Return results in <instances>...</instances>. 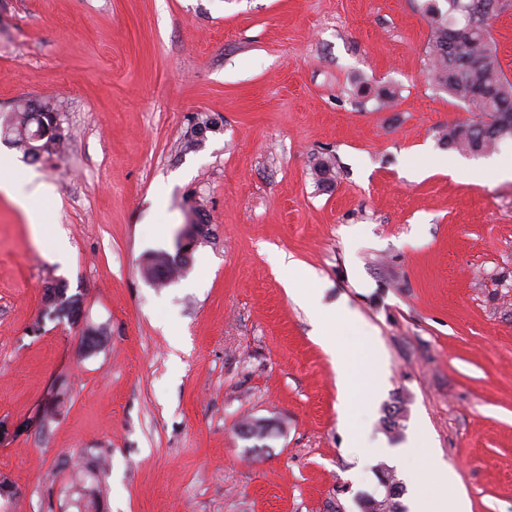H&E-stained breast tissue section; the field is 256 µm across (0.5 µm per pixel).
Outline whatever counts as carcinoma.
I'll return each mask as SVG.
<instances>
[{
  "label": "carcinoma",
  "mask_w": 512,
  "mask_h": 512,
  "mask_svg": "<svg viewBox=\"0 0 512 512\" xmlns=\"http://www.w3.org/2000/svg\"><path fill=\"white\" fill-rule=\"evenodd\" d=\"M493 0H448L442 11L437 0H426L424 13L429 18L431 33L427 46L428 75L434 88L455 99L475 105L476 118L455 123L442 131L441 139L448 147L462 152L484 153L498 142L512 137V81L506 76L491 37L488 7ZM5 136L32 163L44 162L61 155L68 146L69 134L63 126L60 105L35 101L7 116ZM221 130L219 121L207 113L192 117L188 146L195 147L206 133ZM335 163L330 156L316 159L314 169L320 183L333 184ZM188 257L171 258L166 252L152 256L146 274L157 271L162 281ZM401 486L383 499L363 501L362 512H403L395 498Z\"/></svg>",
  "instance_id": "1"
}]
</instances>
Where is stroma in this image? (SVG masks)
Listing matches in <instances>:
<instances>
[{"label": "stroma", "mask_w": 512, "mask_h": 512, "mask_svg": "<svg viewBox=\"0 0 512 512\" xmlns=\"http://www.w3.org/2000/svg\"><path fill=\"white\" fill-rule=\"evenodd\" d=\"M423 2L0 0V115L59 98L70 135L36 164L0 137L18 178L0 192V478L15 492L0 512H361L402 448L428 512L461 495L512 512V179L466 174L512 138L482 154L441 142L475 114L427 80ZM199 112L222 129L188 150ZM194 203L213 234L156 285L147 260L175 253ZM280 253L382 354L380 388L355 381L367 447L347 445ZM55 280L80 323L43 317ZM87 327L102 333L90 353ZM248 419L274 428L262 450ZM420 429L449 487L409 447ZM91 454L104 470L80 469Z\"/></svg>", "instance_id": "1"}]
</instances>
